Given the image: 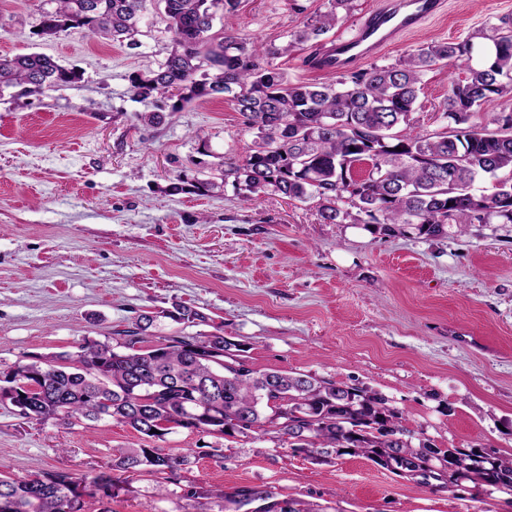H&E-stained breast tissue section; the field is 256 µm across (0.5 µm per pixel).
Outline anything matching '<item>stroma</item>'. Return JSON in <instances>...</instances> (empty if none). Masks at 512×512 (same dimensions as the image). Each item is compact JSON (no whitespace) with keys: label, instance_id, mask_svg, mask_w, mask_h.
Wrapping results in <instances>:
<instances>
[{"label":"stroma","instance_id":"obj_1","mask_svg":"<svg viewBox=\"0 0 512 512\" xmlns=\"http://www.w3.org/2000/svg\"><path fill=\"white\" fill-rule=\"evenodd\" d=\"M52 0H0V57L33 52L76 69L80 81L37 95L0 93V372L20 357L75 352L156 314L152 334L185 305L243 344L260 371L288 370L369 388L440 448L512 455V224L387 236L327 224L315 202L262 195L242 202L233 183L195 189L217 163L242 161L253 135L235 107L205 98L148 125L154 99L130 90L173 42L162 20L136 46L82 34L38 36ZM328 0H237L228 18L257 45L285 46ZM512 0H447L376 57L390 65L430 42L491 33ZM459 72L423 78L419 130ZM139 436L112 420L41 423L0 402V471L33 467L81 476L108 471L113 449ZM221 445L223 459L210 455ZM189 454L180 485L121 473L118 496L83 488L89 512H178L187 493L262 486L319 512H512V492L420 485L362 455L315 460L269 440L216 439L172 429L156 443Z\"/></svg>","mask_w":512,"mask_h":512}]
</instances>
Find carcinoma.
Listing matches in <instances>:
<instances>
[{
	"label": "carcinoma",
	"instance_id": "1",
	"mask_svg": "<svg viewBox=\"0 0 512 512\" xmlns=\"http://www.w3.org/2000/svg\"><path fill=\"white\" fill-rule=\"evenodd\" d=\"M42 15L37 35L54 39L73 32L128 41L147 5L173 34V49L155 69L130 79L134 93L158 98L180 112L201 98L224 95L254 133L251 153L221 170L243 200L260 194L305 202L318 200L327 224H373L385 235L405 232L436 238L454 224H512V110L475 121L482 105L512 98V23L494 34L461 42H433L390 65L348 71L332 82H297L268 60L318 43L339 22L350 0H329L330 10L307 18L282 48L260 49L225 30L209 35L217 13L232 0H56ZM464 71L441 104L448 129L421 133L412 124L422 78L436 65ZM81 79L73 68L30 53L0 59V93H28L68 86ZM369 165L367 175L356 169ZM490 181L476 193L479 180ZM196 326L206 316L186 306L167 314ZM153 317L141 314L112 342H87L74 355L24 356L0 378V401L41 422L112 419L143 439L171 428L215 438H269L295 453L321 459L362 454L389 471L429 485L469 481L512 491V456L486 448H438L416 438L384 395L366 388L288 371H257L241 344L217 327L193 336H160L144 344ZM188 456L159 448L112 449L111 469L164 475L180 483ZM117 488L112 476L79 478L66 470L36 467L27 475H0V512H85L79 485ZM193 512H224L261 502L253 512H282L269 487L222 489L187 496Z\"/></svg>",
	"mask_w": 512,
	"mask_h": 512
}]
</instances>
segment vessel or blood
I'll return each instance as SVG.
<instances>
[{
  "label": "vessel or blood",
  "mask_w": 512,
  "mask_h": 512,
  "mask_svg": "<svg viewBox=\"0 0 512 512\" xmlns=\"http://www.w3.org/2000/svg\"><path fill=\"white\" fill-rule=\"evenodd\" d=\"M444 0H380L349 36H339L321 46L308 60L310 69L340 74L377 56L398 36L409 34L437 17Z\"/></svg>",
  "instance_id": "b4317fda"
}]
</instances>
